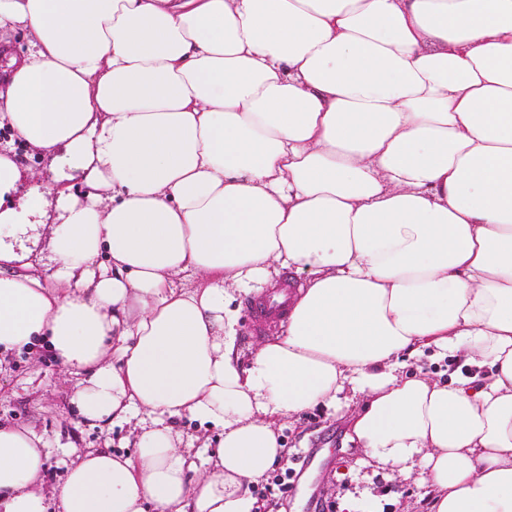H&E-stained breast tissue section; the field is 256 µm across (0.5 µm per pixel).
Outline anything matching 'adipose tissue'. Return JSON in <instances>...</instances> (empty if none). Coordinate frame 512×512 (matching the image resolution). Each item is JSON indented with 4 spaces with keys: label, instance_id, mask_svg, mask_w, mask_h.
<instances>
[{
    "label": "adipose tissue",
    "instance_id": "obj_1",
    "mask_svg": "<svg viewBox=\"0 0 512 512\" xmlns=\"http://www.w3.org/2000/svg\"><path fill=\"white\" fill-rule=\"evenodd\" d=\"M18 29L0 357L48 342L84 416L144 415L135 455L73 464L62 512H259L278 421L347 390L366 464L420 472L433 512H512V0H0ZM286 269V331L241 362L236 297ZM429 351L471 369L403 375ZM182 415L224 430L206 475ZM45 459L0 424V512H47Z\"/></svg>",
    "mask_w": 512,
    "mask_h": 512
}]
</instances>
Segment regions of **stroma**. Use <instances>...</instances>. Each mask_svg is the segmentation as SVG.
Here are the masks:
<instances>
[{
  "label": "stroma",
  "mask_w": 512,
  "mask_h": 512,
  "mask_svg": "<svg viewBox=\"0 0 512 512\" xmlns=\"http://www.w3.org/2000/svg\"><path fill=\"white\" fill-rule=\"evenodd\" d=\"M264 295L259 289L238 300V351L244 361L262 337L283 328L279 321L257 328L253 308ZM79 380L45 343L13 352L0 363V423L32 428L45 440L48 457L40 482L52 498V512H59L58 490L77 454L97 449L115 455L136 451L137 421L99 424L80 414L72 400ZM361 405V397L347 391L335 405L321 404L279 421L282 447L292 453L305 448L313 454L311 463L297 474L292 489L280 500V512H316V503L324 500L329 501L330 512H341L344 497L366 487L378 497L380 512H431L429 488L422 474L416 472L402 480L392 471L360 466L362 453L346 441L345 431L348 418ZM174 425L198 464H205L222 436L221 429L187 416L176 419Z\"/></svg>",
  "instance_id": "obj_1"
}]
</instances>
